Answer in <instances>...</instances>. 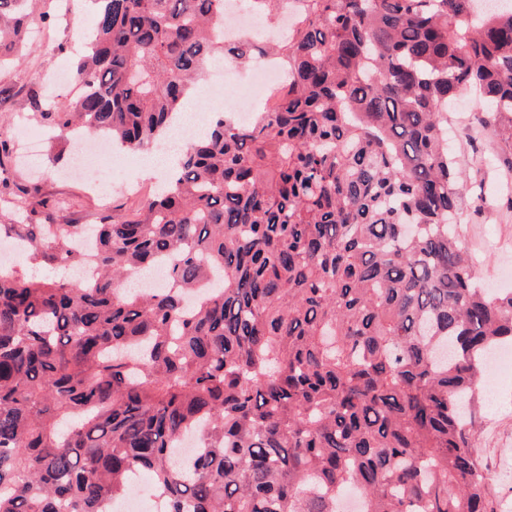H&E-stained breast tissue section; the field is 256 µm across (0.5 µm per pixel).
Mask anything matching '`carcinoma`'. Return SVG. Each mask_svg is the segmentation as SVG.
<instances>
[{"label": "carcinoma", "instance_id": "obj_1", "mask_svg": "<svg viewBox=\"0 0 512 512\" xmlns=\"http://www.w3.org/2000/svg\"><path fill=\"white\" fill-rule=\"evenodd\" d=\"M29 0H0V69ZM72 71L82 95L44 125L129 152L166 139L221 57L274 55L287 78L246 124L218 112L175 175L100 217L97 279L0 268V512H104L132 475L165 512H499L467 410L486 355L512 346V292L481 288L458 224L467 179L448 101L501 128L512 170V5L476 0H248L294 8L273 46L224 41V0H92ZM0 237L77 267L82 224L38 189ZM168 263L174 288L124 287ZM200 431L201 451L179 442Z\"/></svg>", "mask_w": 512, "mask_h": 512}]
</instances>
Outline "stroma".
Returning a JSON list of instances; mask_svg holds the SVG:
<instances>
[{"label": "stroma", "instance_id": "stroma-1", "mask_svg": "<svg viewBox=\"0 0 512 512\" xmlns=\"http://www.w3.org/2000/svg\"><path fill=\"white\" fill-rule=\"evenodd\" d=\"M40 17L58 18L48 37H33L23 63L0 73V126L14 130L24 125L41 129L40 116L27 98L36 90L42 102L66 104L68 89L57 85V75L70 67L78 54L94 15L87 0H41ZM451 147L464 171H480L481 191H469L462 212L461 242L477 265L483 282L491 288L512 290V208L506 200L512 191L504 189L498 175L501 167L496 151L500 134L475 133L472 126H449ZM25 144H18L10 164L16 181L37 182L41 198L55 203L62 224H94L103 210L86 182L68 172L74 147L58 144L50 137L40 142L37 166L25 162ZM491 398H479L476 406L480 427L477 445L499 500L512 501V375L490 373Z\"/></svg>", "mask_w": 512, "mask_h": 512}]
</instances>
